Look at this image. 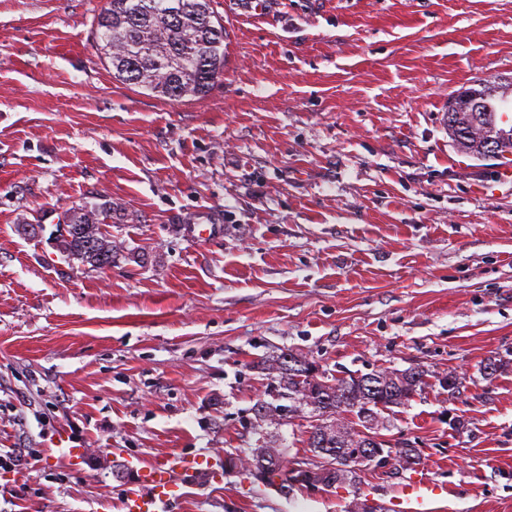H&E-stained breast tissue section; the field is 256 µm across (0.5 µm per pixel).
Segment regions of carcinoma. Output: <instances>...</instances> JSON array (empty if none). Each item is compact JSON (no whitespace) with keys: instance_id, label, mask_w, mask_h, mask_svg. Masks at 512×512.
Returning <instances> with one entry per match:
<instances>
[{"instance_id":"cac0c4a2","label":"carcinoma","mask_w":512,"mask_h":512,"mask_svg":"<svg viewBox=\"0 0 512 512\" xmlns=\"http://www.w3.org/2000/svg\"><path fill=\"white\" fill-rule=\"evenodd\" d=\"M211 0H107L99 14L98 46L112 65V78L141 87L155 96L179 101L186 96L202 97L224 75V24L210 10ZM479 110L460 103L448 113V134L455 147L482 157L485 144L500 145L498 155L512 151V128L499 126V103L512 95V80L495 81L475 90ZM98 218L72 223L59 244L62 258L93 270L112 266L120 256L112 233L104 220L122 211L108 200L96 207ZM309 361L297 353L273 356L263 362V370L288 390V398L298 407L311 409L316 418L308 437V450L316 457L310 463L321 468L334 463L325 476L328 487L357 485L360 474L348 469L345 455L352 446L350 433L335 430L336 415L356 413L361 427L376 421L379 411L403 406L425 383L427 373L419 368L404 371L380 370L357 377H339L321 371L319 384L308 380ZM245 461L259 471L267 467V478L257 482L287 494L297 487V474L283 465L282 451L271 445L254 448Z\"/></svg>"}]
</instances>
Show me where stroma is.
Returning <instances> with one entry per match:
<instances>
[{"instance_id":"1","label":"stroma","mask_w":512,"mask_h":512,"mask_svg":"<svg viewBox=\"0 0 512 512\" xmlns=\"http://www.w3.org/2000/svg\"><path fill=\"white\" fill-rule=\"evenodd\" d=\"M105 2L0 0V448L42 454L0 469V512H124L128 458L267 438L308 459L309 411L255 421L279 392L259 364L288 350L338 376L427 369L382 410L389 436L449 512H512V154H462L443 123L512 78V0H212L224 76L178 102L113 79ZM103 198L131 254L71 266L55 224ZM63 439L80 466L47 457ZM409 476L286 496L240 469L172 512H347Z\"/></svg>"}]
</instances>
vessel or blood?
<instances>
[{
	"label": "vessel or blood",
	"instance_id": "b4317fda",
	"mask_svg": "<svg viewBox=\"0 0 512 512\" xmlns=\"http://www.w3.org/2000/svg\"><path fill=\"white\" fill-rule=\"evenodd\" d=\"M222 457L203 458L184 453H170L152 459L137 468V479L125 493V512H169L187 478L197 475L220 476ZM446 488L427 470L412 474L402 489L400 499L391 501L389 512H428Z\"/></svg>",
	"mask_w": 512,
	"mask_h": 512
}]
</instances>
